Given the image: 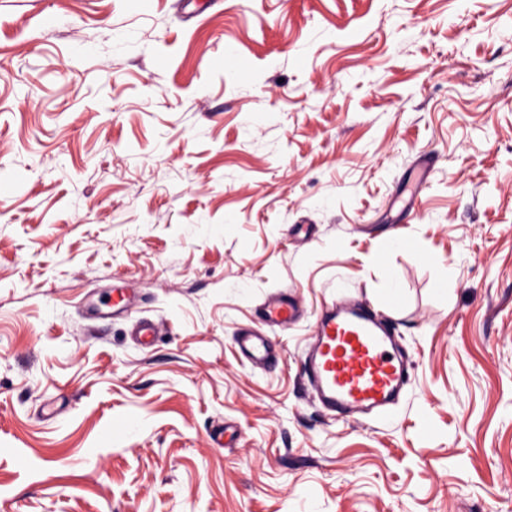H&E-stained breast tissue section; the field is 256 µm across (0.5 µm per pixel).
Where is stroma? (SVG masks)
Listing matches in <instances>:
<instances>
[{"instance_id":"obj_1","label":"stroma","mask_w":512,"mask_h":512,"mask_svg":"<svg viewBox=\"0 0 512 512\" xmlns=\"http://www.w3.org/2000/svg\"><path fill=\"white\" fill-rule=\"evenodd\" d=\"M1 178L0 512H512V0H0ZM347 297L384 419L303 383ZM301 308L287 291H277L262 304L261 317L271 326L288 327L301 317ZM304 375L313 398L334 416L378 417L400 400L408 364L392 328L347 299L318 318ZM237 344L243 356L254 367L268 365L273 360L270 344L258 329L253 327L240 329Z\"/></svg>"}]
</instances>
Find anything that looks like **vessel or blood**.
<instances>
[{"label": "vessel or blood", "mask_w": 512, "mask_h": 512, "mask_svg": "<svg viewBox=\"0 0 512 512\" xmlns=\"http://www.w3.org/2000/svg\"><path fill=\"white\" fill-rule=\"evenodd\" d=\"M301 316L285 291L270 295L261 307L264 323L285 327ZM243 356L256 367L273 360L267 338L258 329H240ZM304 375L313 398L341 417H378L400 400L408 384V364L392 328L363 304L347 299L318 318L305 353Z\"/></svg>", "instance_id": "obj_1"}]
</instances>
